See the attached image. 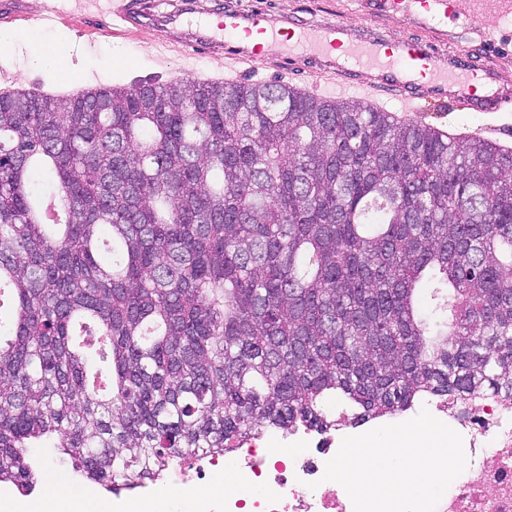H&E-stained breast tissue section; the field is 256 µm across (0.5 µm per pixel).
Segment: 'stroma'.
<instances>
[{
  "mask_svg": "<svg viewBox=\"0 0 512 512\" xmlns=\"http://www.w3.org/2000/svg\"><path fill=\"white\" fill-rule=\"evenodd\" d=\"M254 8L274 2L282 12L306 23H323L344 15L345 0H222ZM105 18L97 12L82 17L81 28L62 24L44 30L45 38L56 37L81 47L63 73L34 72L28 66L26 49L15 46L0 51V65L16 77L19 87L41 83L54 94L71 92L89 85L130 86L145 80L169 83L182 79L184 69L197 67L207 72L227 71L231 62L223 56L198 57L182 50H162L166 34L146 29L127 40H116L104 32ZM410 120L458 136L478 137L512 149V112L482 114L461 112L451 105L428 104L410 113Z\"/></svg>",
  "mask_w": 512,
  "mask_h": 512,
  "instance_id": "stroma-1",
  "label": "stroma"
}]
</instances>
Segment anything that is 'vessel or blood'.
Masks as SVG:
<instances>
[{
  "instance_id": "obj_1",
  "label": "vessel or blood",
  "mask_w": 512,
  "mask_h": 512,
  "mask_svg": "<svg viewBox=\"0 0 512 512\" xmlns=\"http://www.w3.org/2000/svg\"><path fill=\"white\" fill-rule=\"evenodd\" d=\"M349 16L316 26L275 11L229 8L216 17L194 20L189 8L155 12L146 0H101L107 32L122 38L144 28L168 35L167 45L184 51L224 52L236 68L260 57L307 70L314 81L340 92L367 93L380 106V93L398 99L403 111L417 105L452 104L463 112H503L512 107V81L489 63L467 57L458 34L487 44L512 19V0H347ZM411 16L416 37L372 36L358 17ZM0 17L31 27L75 24V14L55 5L29 12L25 0H0Z\"/></svg>"
}]
</instances>
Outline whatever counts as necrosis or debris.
Here are the masks:
<instances>
[{
	"mask_svg": "<svg viewBox=\"0 0 512 512\" xmlns=\"http://www.w3.org/2000/svg\"><path fill=\"white\" fill-rule=\"evenodd\" d=\"M425 407L439 421L450 422L470 459L436 512H512V394L430 399ZM335 445V436L316 437L308 428L274 442L258 434L232 455L204 451L176 457L133 484L99 485L94 492L111 497L114 512L148 496L155 498L158 512H353L349 496L323 479ZM228 471L253 485L251 496L210 500L197 495L199 483L221 479Z\"/></svg>",
	"mask_w": 512,
	"mask_h": 512,
	"instance_id": "necrosis-or-debris-1",
	"label": "necrosis or debris"
}]
</instances>
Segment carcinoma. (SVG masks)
Wrapping results in <instances>:
<instances>
[{"label": "carcinoma", "instance_id": "obj_1", "mask_svg": "<svg viewBox=\"0 0 512 512\" xmlns=\"http://www.w3.org/2000/svg\"><path fill=\"white\" fill-rule=\"evenodd\" d=\"M0 483L512 391V150L278 82L0 95Z\"/></svg>", "mask_w": 512, "mask_h": 512}]
</instances>
